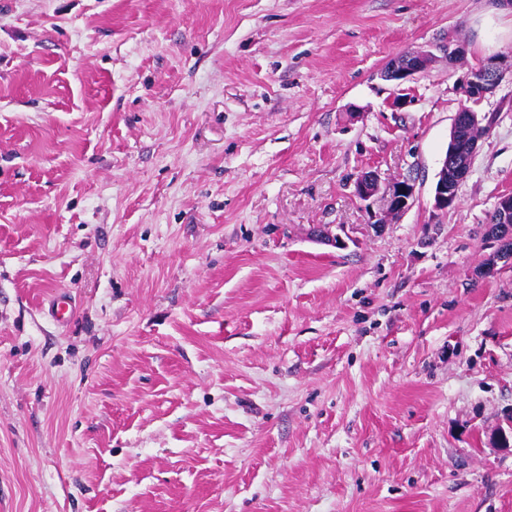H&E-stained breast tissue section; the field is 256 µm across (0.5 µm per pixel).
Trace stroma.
I'll use <instances>...</instances> for the list:
<instances>
[{"mask_svg":"<svg viewBox=\"0 0 512 512\" xmlns=\"http://www.w3.org/2000/svg\"><path fill=\"white\" fill-rule=\"evenodd\" d=\"M511 28L495 0H0V512H512V75L432 208ZM366 171L415 190L380 230ZM413 56L414 59L408 64L401 61L391 63L388 69L384 70L382 77L398 87L411 76L428 70L435 60V55L431 50L415 52ZM505 71L512 73V63L505 66L500 61L481 66L470 74L464 87V93L469 100L477 103L487 95H491L499 86ZM458 152V141L455 136H451L448 142V152L444 155L441 161L437 182L434 188L433 209L435 211L444 212L447 211L449 207L454 206L456 202V195L453 192L454 186L463 182L470 171L466 162L464 164L466 167H456L451 165L448 168V154L450 156H456ZM48 316L56 323L68 322L74 314V303L66 291L56 292L48 301Z\"/></svg>","mask_w":512,"mask_h":512,"instance_id":"stroma-1","label":"stroma"}]
</instances>
